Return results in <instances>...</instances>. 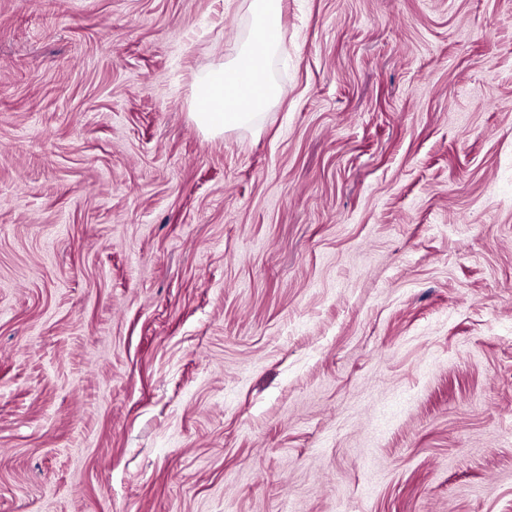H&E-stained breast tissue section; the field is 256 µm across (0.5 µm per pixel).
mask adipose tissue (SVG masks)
<instances>
[{
  "mask_svg": "<svg viewBox=\"0 0 512 512\" xmlns=\"http://www.w3.org/2000/svg\"><path fill=\"white\" fill-rule=\"evenodd\" d=\"M255 18L251 34L226 63L211 69L195 85L191 117L207 134L218 136L225 130L251 126L257 114L281 96L261 67L279 44L282 23L281 0H252ZM254 95H247L249 85Z\"/></svg>",
  "mask_w": 512,
  "mask_h": 512,
  "instance_id": "obj_1",
  "label": "adipose tissue"
}]
</instances>
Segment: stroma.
<instances>
[{
  "instance_id": "1",
  "label": "stroma",
  "mask_w": 512,
  "mask_h": 512,
  "mask_svg": "<svg viewBox=\"0 0 512 512\" xmlns=\"http://www.w3.org/2000/svg\"><path fill=\"white\" fill-rule=\"evenodd\" d=\"M0 0V512H512V0ZM251 11L255 22L247 42L228 62L211 69L193 90L190 116L212 136L251 126L257 114L281 97V90L261 67V61L272 55L279 44L281 0H252ZM251 84L257 86L253 96L246 91ZM250 97L251 110L245 111L242 102Z\"/></svg>"
}]
</instances>
